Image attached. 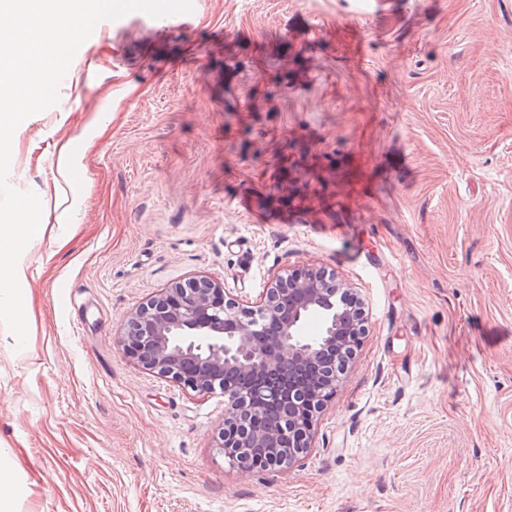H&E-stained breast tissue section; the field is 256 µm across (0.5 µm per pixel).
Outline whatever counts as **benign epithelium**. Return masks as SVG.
<instances>
[{
    "mask_svg": "<svg viewBox=\"0 0 512 512\" xmlns=\"http://www.w3.org/2000/svg\"><path fill=\"white\" fill-rule=\"evenodd\" d=\"M334 276L319 269L275 276L252 301L244 302L224 283L191 277L141 304L118 340L123 353L143 369L198 394L224 397L219 448L232 465L249 469H291L311 446L317 414L336 387L365 332L356 305ZM321 319L319 332H305L309 316ZM336 346L341 364L316 379L322 352ZM245 374L257 384L283 383L291 411L261 429L250 424L260 410L254 393L224 380ZM288 434V447H278ZM266 447L254 461L245 445ZM235 452H229V449Z\"/></svg>",
    "mask_w": 512,
    "mask_h": 512,
    "instance_id": "1",
    "label": "benign epithelium"
}]
</instances>
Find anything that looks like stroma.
Listing matches in <instances>:
<instances>
[{
  "label": "stroma",
  "mask_w": 512,
  "mask_h": 512,
  "mask_svg": "<svg viewBox=\"0 0 512 512\" xmlns=\"http://www.w3.org/2000/svg\"><path fill=\"white\" fill-rule=\"evenodd\" d=\"M391 2L131 12L18 126L8 181L47 233L19 259L26 345L0 325L16 512H512V0ZM301 268L366 333L309 453L242 470L223 398L117 340L180 279L252 300Z\"/></svg>",
  "instance_id": "35a3bbf8"
}]
</instances>
